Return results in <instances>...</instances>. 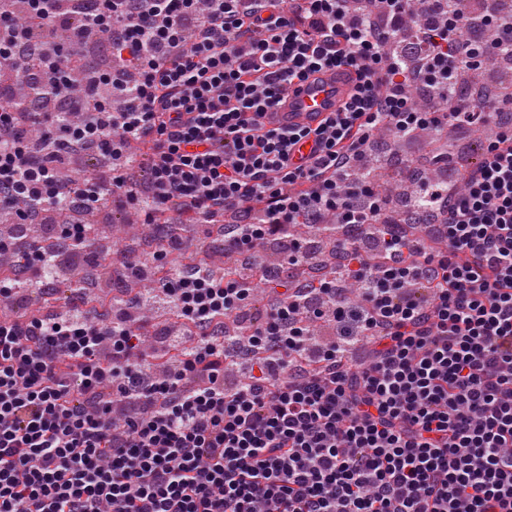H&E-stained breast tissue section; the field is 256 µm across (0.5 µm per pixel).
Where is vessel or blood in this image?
I'll return each instance as SVG.
<instances>
[{
  "label": "vessel or blood",
  "instance_id": "b4317fda",
  "mask_svg": "<svg viewBox=\"0 0 512 512\" xmlns=\"http://www.w3.org/2000/svg\"><path fill=\"white\" fill-rule=\"evenodd\" d=\"M352 84L346 71L328 69L311 76L296 93L285 96L268 116L275 126H316L348 99Z\"/></svg>",
  "mask_w": 512,
  "mask_h": 512
}]
</instances>
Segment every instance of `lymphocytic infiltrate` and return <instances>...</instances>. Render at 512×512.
I'll use <instances>...</instances> for the list:
<instances>
[{
  "mask_svg": "<svg viewBox=\"0 0 512 512\" xmlns=\"http://www.w3.org/2000/svg\"><path fill=\"white\" fill-rule=\"evenodd\" d=\"M82 0L120 68L48 47L67 21L60 0L0 11V70L31 85L21 130L0 77V205L29 224L56 200L102 199L63 180L58 158L112 157L113 201L146 223L169 212L232 216L224 250L320 224L336 240L348 299L335 281L288 285L285 265L253 283L201 264L162 290L189 338L162 348L156 377L127 316L80 310L0 318V512H512V111H487L462 69L512 61V22L471 0ZM343 68L354 91L316 127L265 116L311 74ZM487 123L496 133L461 185L411 171L437 252L417 248L386 202L349 170L369 164L381 130L409 134ZM313 152L295 159L298 143ZM149 144V180L129 188L133 148ZM379 228V255L358 242ZM271 292L246 340L224 321ZM340 328L311 351L314 322ZM251 359L224 386L226 364ZM112 388V401L101 398Z\"/></svg>",
  "mask_w": 512,
  "mask_h": 512,
  "instance_id": "obj_1",
  "label": "lymphocytic infiltrate"
}]
</instances>
